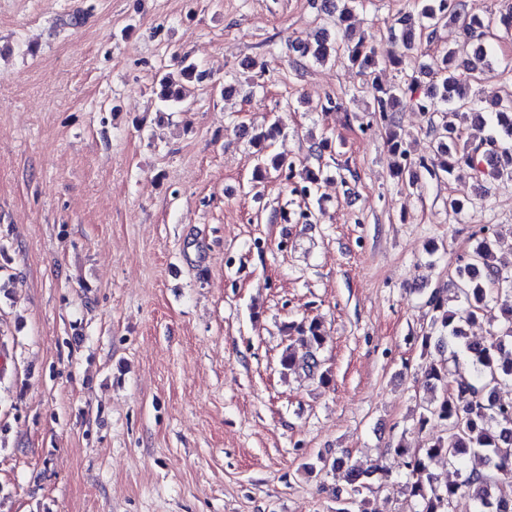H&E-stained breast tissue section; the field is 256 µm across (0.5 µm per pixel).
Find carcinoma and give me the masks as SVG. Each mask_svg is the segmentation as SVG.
Segmentation results:
<instances>
[{"label": "carcinoma", "mask_w": 512, "mask_h": 512, "mask_svg": "<svg viewBox=\"0 0 512 512\" xmlns=\"http://www.w3.org/2000/svg\"><path fill=\"white\" fill-rule=\"evenodd\" d=\"M462 0H430L421 13L428 24L418 22L422 29L436 26L451 19L462 22L464 40L482 42L492 35L493 27L512 29V12L488 23L478 19L461 21ZM401 30L391 29L394 38L405 47L415 43V29L402 19L396 20ZM456 50L450 49L442 57L435 78L440 84L436 101L425 103L408 94L413 87L394 91L376 89L374 96L381 120L405 97L423 111L441 112L443 120L439 133V164L429 169L430 175L439 178L460 171H468L474 178L512 177V123L503 124L500 113L487 114V109L469 95L466 81L455 75L453 61ZM350 60L367 70L377 64L375 49L361 37L349 49ZM491 126L490 133L479 139L466 138L463 131L474 124ZM455 298L464 304L462 309L448 307V297L441 289L431 292L427 305L431 308V324L417 337L422 349L435 347L439 359L425 366L418 424L424 428L443 424L445 433L417 452L399 444L397 454L406 457L407 488L414 499L413 512H450L454 499L464 490L472 492L476 502L475 512H512L507 509L509 499L497 494L502 484L512 482V409L497 404L490 393L512 383V361L504 363L502 354L512 352V271H506L495 262L489 238L484 236L473 248L468 261L456 271L451 282ZM501 301L498 331L490 334L486 343L473 345L463 323L475 320L491 301ZM302 340L309 345L305 357L297 358L292 347L281 356V366L287 371L301 369L319 377L323 383L330 381L329 371L322 369L318 358L324 336L321 325L315 322L300 328ZM478 457L489 467L467 470L466 456ZM457 468L462 480L444 486L435 482L432 466L439 460ZM379 473L389 472L379 465L348 466L350 489L347 497L336 499L333 512H367L363 490L370 487L368 480Z\"/></svg>", "instance_id": "cac0c4a2"}]
</instances>
